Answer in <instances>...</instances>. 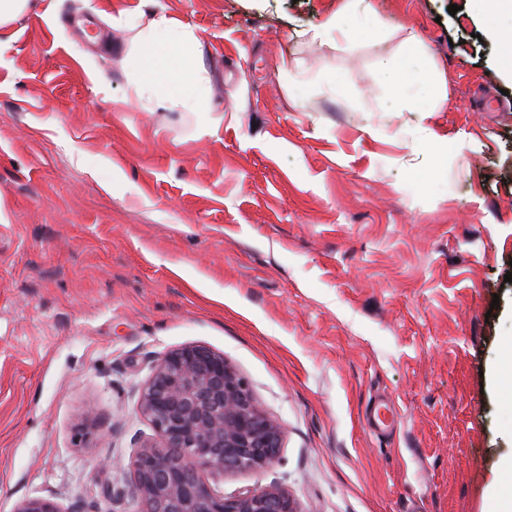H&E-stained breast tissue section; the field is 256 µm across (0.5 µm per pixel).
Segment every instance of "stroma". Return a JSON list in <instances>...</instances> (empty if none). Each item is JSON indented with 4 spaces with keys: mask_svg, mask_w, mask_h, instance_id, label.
I'll list each match as a JSON object with an SVG mask.
<instances>
[{
    "mask_svg": "<svg viewBox=\"0 0 512 512\" xmlns=\"http://www.w3.org/2000/svg\"><path fill=\"white\" fill-rule=\"evenodd\" d=\"M370 2L372 34L323 44L350 0H156L201 36L224 115L203 138L129 100L132 33L101 0H35L0 29V512H138V390L185 344L223 353L283 432L225 494L486 512L512 452L493 380L512 78L470 0ZM412 35L442 101L402 102L382 69ZM381 396L399 419L378 437L362 419ZM347 33L343 21L336 15L327 20L318 29L314 30L312 37L315 40H319L320 43L330 44L336 42L342 36Z\"/></svg>",
    "mask_w": 512,
    "mask_h": 512,
    "instance_id": "stroma-1",
    "label": "stroma"
}]
</instances>
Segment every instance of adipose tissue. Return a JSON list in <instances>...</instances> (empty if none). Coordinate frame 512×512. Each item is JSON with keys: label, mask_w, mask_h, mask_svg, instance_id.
<instances>
[{"label": "adipose tissue", "mask_w": 512, "mask_h": 512, "mask_svg": "<svg viewBox=\"0 0 512 512\" xmlns=\"http://www.w3.org/2000/svg\"><path fill=\"white\" fill-rule=\"evenodd\" d=\"M500 48V67L512 77V0H474ZM196 30L160 11L135 35L137 64L130 74L132 97L146 110L180 109L205 118L204 134L224 122L209 101L210 76Z\"/></svg>", "instance_id": "obj_1"}]
</instances>
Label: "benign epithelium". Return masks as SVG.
<instances>
[{
	"instance_id": "7a95c632",
	"label": "benign epithelium",
	"mask_w": 512,
	"mask_h": 512,
	"mask_svg": "<svg viewBox=\"0 0 512 512\" xmlns=\"http://www.w3.org/2000/svg\"><path fill=\"white\" fill-rule=\"evenodd\" d=\"M138 409L153 430L129 468L140 512H300L278 484L234 495L220 487L228 472L271 466L282 442L280 426L224 354L195 344L165 352L140 389ZM15 512L62 510L35 497Z\"/></svg>"
}]
</instances>
